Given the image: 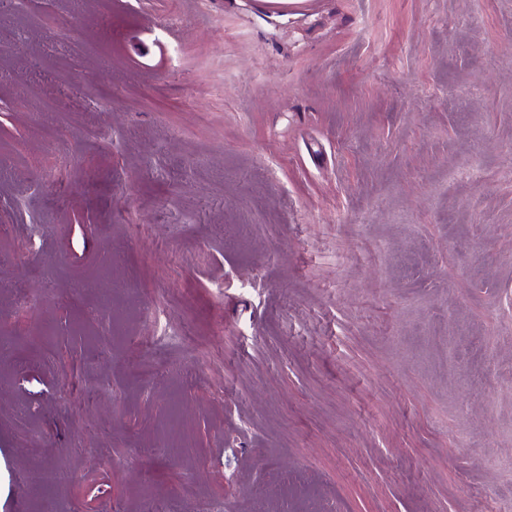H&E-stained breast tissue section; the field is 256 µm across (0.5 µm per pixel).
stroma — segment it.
<instances>
[{"instance_id": "stroma-1", "label": "stroma", "mask_w": 512, "mask_h": 512, "mask_svg": "<svg viewBox=\"0 0 512 512\" xmlns=\"http://www.w3.org/2000/svg\"><path fill=\"white\" fill-rule=\"evenodd\" d=\"M1 279L0 512H512V0H0Z\"/></svg>"}]
</instances>
